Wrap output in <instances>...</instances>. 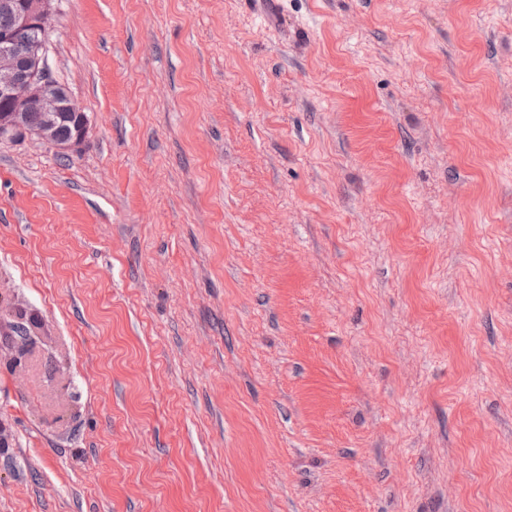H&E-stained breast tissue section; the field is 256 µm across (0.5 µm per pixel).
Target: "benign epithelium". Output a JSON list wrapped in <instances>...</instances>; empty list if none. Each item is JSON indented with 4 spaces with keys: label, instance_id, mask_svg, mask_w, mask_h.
Here are the masks:
<instances>
[{
    "label": "benign epithelium",
    "instance_id": "benign-epithelium-1",
    "mask_svg": "<svg viewBox=\"0 0 512 512\" xmlns=\"http://www.w3.org/2000/svg\"><path fill=\"white\" fill-rule=\"evenodd\" d=\"M55 0H0V7L14 14L15 27L32 32L18 44L13 31L0 32V139L37 138L61 153L76 152L83 145L88 119L82 104L52 76L46 49V34L55 15ZM37 105L52 118L62 113L81 117L75 134L68 140H54L45 131L24 126L19 116Z\"/></svg>",
    "mask_w": 512,
    "mask_h": 512
}]
</instances>
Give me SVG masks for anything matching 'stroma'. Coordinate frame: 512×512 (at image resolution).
<instances>
[{
  "label": "stroma",
  "mask_w": 512,
  "mask_h": 512,
  "mask_svg": "<svg viewBox=\"0 0 512 512\" xmlns=\"http://www.w3.org/2000/svg\"><path fill=\"white\" fill-rule=\"evenodd\" d=\"M47 56L0 512H512V0H59Z\"/></svg>",
  "instance_id": "obj_1"
}]
</instances>
